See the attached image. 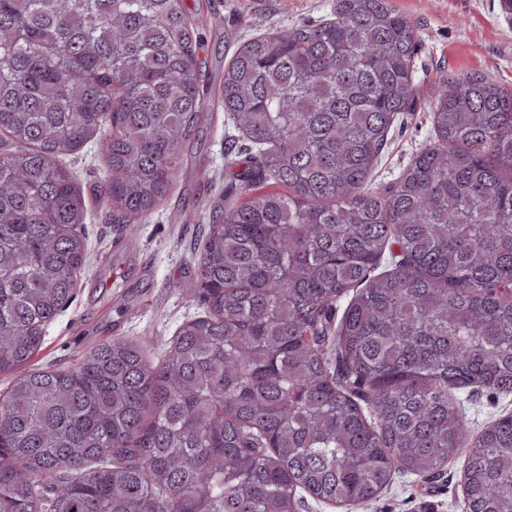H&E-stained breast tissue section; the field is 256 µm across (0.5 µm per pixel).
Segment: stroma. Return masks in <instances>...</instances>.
<instances>
[{"label": "stroma", "instance_id": "1", "mask_svg": "<svg viewBox=\"0 0 512 512\" xmlns=\"http://www.w3.org/2000/svg\"><path fill=\"white\" fill-rule=\"evenodd\" d=\"M416 27L421 41L416 73L421 106L395 122L370 185L391 182L413 155L432 139L430 99L445 74H482L512 88V16L500 0H389ZM202 35L199 59L212 81H219L237 45L258 33L316 23L328 17L336 0H187ZM251 146L229 114L210 104L203 131L164 201L141 223L112 219L101 193L109 176L98 139L65 155L77 187L89 204L83 226L87 269L71 302L46 327L35 368L74 363L79 355L116 337L138 340L148 359L162 358L182 323L200 314L192 297L197 260L194 239L216 210L239 198L232 161ZM469 433L512 414V394L472 395L462 410ZM350 512H465L460 463L438 478L396 475L377 499Z\"/></svg>", "mask_w": 512, "mask_h": 512}]
</instances>
